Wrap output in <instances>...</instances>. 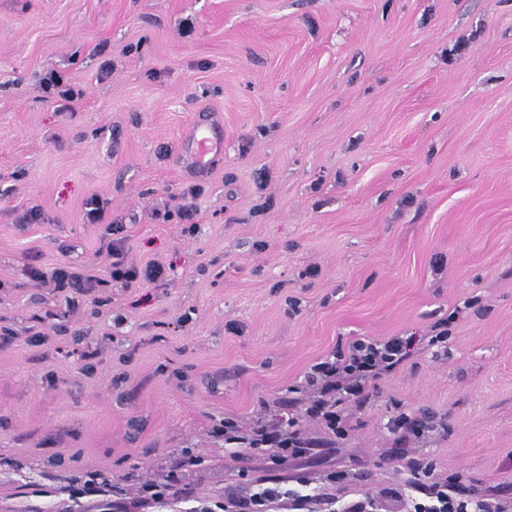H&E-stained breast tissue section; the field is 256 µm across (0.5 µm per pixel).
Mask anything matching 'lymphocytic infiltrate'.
<instances>
[{"mask_svg": "<svg viewBox=\"0 0 512 512\" xmlns=\"http://www.w3.org/2000/svg\"><path fill=\"white\" fill-rule=\"evenodd\" d=\"M86 215L90 222L105 223L104 209L98 200H90ZM105 225L108 239L103 247L110 259L108 278L98 277L83 268L61 266L51 275L56 287L85 294L104 287L110 279L139 287L163 276L164 270L159 264L139 267L128 264L118 238L120 226ZM409 351V340L400 336L385 340L358 339L347 349L316 362L305 374L302 384L303 390L310 395L306 415L320 420L336 438H346L349 431L347 408L362 405L378 380L406 363ZM224 441L244 449L263 450L275 463L303 452L305 443L301 429L295 425L272 428L255 422L245 426L231 418L224 421ZM457 484L458 478L454 475L428 483L412 482L411 512H458ZM284 497L291 499L293 512H312L313 494L263 482L256 483L247 506L250 512H269L270 504Z\"/></svg>", "mask_w": 512, "mask_h": 512, "instance_id": "lymphocytic-infiltrate-1", "label": "lymphocytic infiltrate"}]
</instances>
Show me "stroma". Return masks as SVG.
I'll list each match as a JSON object with an SVG mask.
<instances>
[{"instance_id": "35a3bbf8", "label": "stroma", "mask_w": 512, "mask_h": 512, "mask_svg": "<svg viewBox=\"0 0 512 512\" xmlns=\"http://www.w3.org/2000/svg\"><path fill=\"white\" fill-rule=\"evenodd\" d=\"M94 198L164 275L75 305L50 276L107 278ZM389 336L412 355L345 439L305 417L311 365ZM228 417L297 419L306 449L234 454ZM417 463L512 501V0H0V512H202L258 479L405 512ZM41 88L49 99L59 97L70 100L74 97V91L71 88H66V85H64L63 77L54 72L43 78ZM171 489V476L161 480H147L139 486V494L145 503H160L169 499Z\"/></svg>"}]
</instances>
